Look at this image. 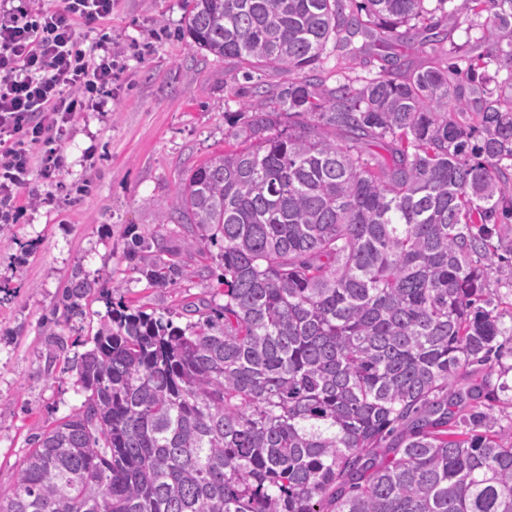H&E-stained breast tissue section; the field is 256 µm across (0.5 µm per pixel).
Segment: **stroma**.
I'll return each instance as SVG.
<instances>
[{
	"instance_id": "obj_1",
	"label": "stroma",
	"mask_w": 512,
	"mask_h": 512,
	"mask_svg": "<svg viewBox=\"0 0 512 512\" xmlns=\"http://www.w3.org/2000/svg\"><path fill=\"white\" fill-rule=\"evenodd\" d=\"M185 0H118L112 18L85 34L119 53L121 81L105 112H79L57 144L60 184L40 176L30 186L52 193L0 224V498L11 494L33 436L71 414L83 400L73 372L112 307L124 304L187 322L186 305L223 303L222 266L194 225L173 221L176 193L199 164L223 153L240 129L254 85L283 74L253 71L243 79L232 60L189 47ZM443 51L402 49L409 68L445 63L479 30L455 22ZM183 271L173 285L151 284L132 258V237ZM26 255L16 266L17 255ZM92 285L80 315L58 300L74 268Z\"/></svg>"
}]
</instances>
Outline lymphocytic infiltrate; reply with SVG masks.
<instances>
[{
    "instance_id": "lymphocytic-infiltrate-1",
    "label": "lymphocytic infiltrate",
    "mask_w": 512,
    "mask_h": 512,
    "mask_svg": "<svg viewBox=\"0 0 512 512\" xmlns=\"http://www.w3.org/2000/svg\"><path fill=\"white\" fill-rule=\"evenodd\" d=\"M0 0V223H14L33 169L56 180V142L73 113L104 109L120 70L111 49L84 48L82 29L112 15L114 0L33 8Z\"/></svg>"
}]
</instances>
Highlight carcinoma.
<instances>
[{
	"label": "carcinoma",
	"mask_w": 512,
	"mask_h": 512,
	"mask_svg": "<svg viewBox=\"0 0 512 512\" xmlns=\"http://www.w3.org/2000/svg\"><path fill=\"white\" fill-rule=\"evenodd\" d=\"M424 2L188 0L191 46L288 74L177 193L224 304L185 308L183 328L112 310L72 366L83 402L34 436L0 512H512L494 416L512 387L492 383L512 336L487 289L512 281L488 228L512 169V95L488 74L512 81V0ZM482 14L490 38L445 68L401 76L393 54L327 84L332 54L437 52L443 21ZM139 260L153 284L180 275Z\"/></svg>",
	"instance_id": "obj_1"
}]
</instances>
